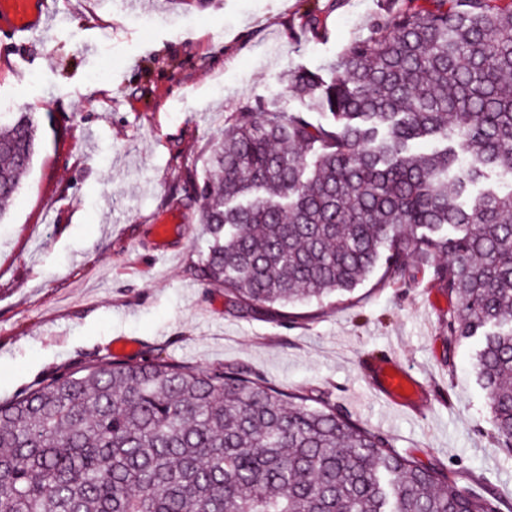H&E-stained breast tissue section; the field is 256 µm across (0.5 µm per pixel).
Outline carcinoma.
I'll list each match as a JSON object with an SVG mask.
<instances>
[{
    "label": "carcinoma",
    "instance_id": "1",
    "mask_svg": "<svg viewBox=\"0 0 512 512\" xmlns=\"http://www.w3.org/2000/svg\"><path fill=\"white\" fill-rule=\"evenodd\" d=\"M285 82L303 109L244 104L186 176L209 236L187 274L286 321L379 265L394 285L428 267L512 454V182L473 194L512 175V0H387L327 74ZM37 143L31 113L0 112V202ZM459 480L243 366L89 361L0 402V512H501Z\"/></svg>",
    "mask_w": 512,
    "mask_h": 512
}]
</instances>
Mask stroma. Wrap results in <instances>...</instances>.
<instances>
[{"mask_svg": "<svg viewBox=\"0 0 512 512\" xmlns=\"http://www.w3.org/2000/svg\"><path fill=\"white\" fill-rule=\"evenodd\" d=\"M386 0H51L44 36L0 31V101L33 113L39 144L0 220V401L70 364L111 357L114 339L198 367L244 366L328 397L422 463L465 473L467 490L512 507V456L491 437L472 367L448 348L454 306L419 272L372 275L352 295L292 308L278 323L232 311L185 270L203 225L171 195L204 172L210 141L247 102L301 107L283 77L325 70ZM321 18L314 35L303 24ZM397 358L429 382L418 410L389 408L368 360Z\"/></svg>", "mask_w": 512, "mask_h": 512, "instance_id": "stroma-1", "label": "stroma"}]
</instances>
